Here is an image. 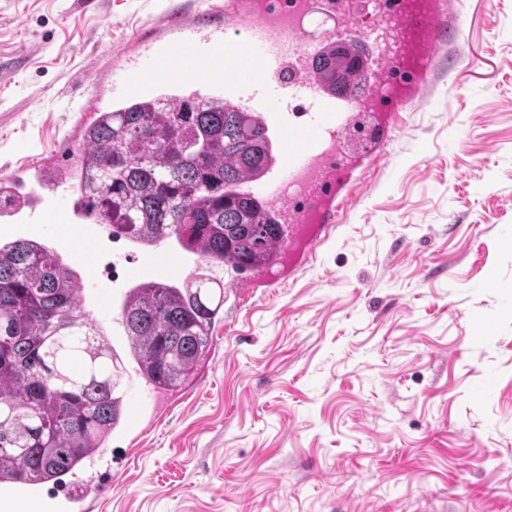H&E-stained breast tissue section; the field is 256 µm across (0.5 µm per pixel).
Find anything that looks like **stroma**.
<instances>
[{
  "mask_svg": "<svg viewBox=\"0 0 512 512\" xmlns=\"http://www.w3.org/2000/svg\"><path fill=\"white\" fill-rule=\"evenodd\" d=\"M225 3L0 0V173L69 158L135 38ZM448 3L465 32L364 198L296 275L225 292L180 391L126 384L112 483L76 512H512V0Z\"/></svg>",
  "mask_w": 512,
  "mask_h": 512,
  "instance_id": "1",
  "label": "stroma"
}]
</instances>
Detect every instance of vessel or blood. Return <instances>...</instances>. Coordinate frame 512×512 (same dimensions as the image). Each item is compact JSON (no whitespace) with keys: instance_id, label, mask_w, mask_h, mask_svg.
<instances>
[{"instance_id":"1","label":"vessel or blood","mask_w":512,"mask_h":512,"mask_svg":"<svg viewBox=\"0 0 512 512\" xmlns=\"http://www.w3.org/2000/svg\"><path fill=\"white\" fill-rule=\"evenodd\" d=\"M332 26L316 50L284 38L285 28H302L313 14ZM358 0H231L224 18L206 25L166 15L151 36L112 68V94L123 100L159 85L178 86L186 77L219 88L228 101L255 111L275 147L268 167L249 181L247 193L265 198L287 224L280 251L297 271L335 231V217L360 200L365 172L394 138L396 119L383 111V100L407 105L427 87L449 31H462L464 17H449L442 0H382L371 27L361 25ZM243 32L239 42L228 41ZM341 49L356 60L353 75L321 80L315 57ZM38 179L0 177V235L20 230L40 235L53 225H73L78 236L99 240L105 225L71 208V186L56 182L50 193ZM125 273L113 275L112 297L102 300V316L119 313L128 290L144 281L190 275L196 259H185L174 241L145 254L129 250L118 257ZM31 512H72L75 498H51L35 490L0 488V512H14L17 500Z\"/></svg>"}]
</instances>
